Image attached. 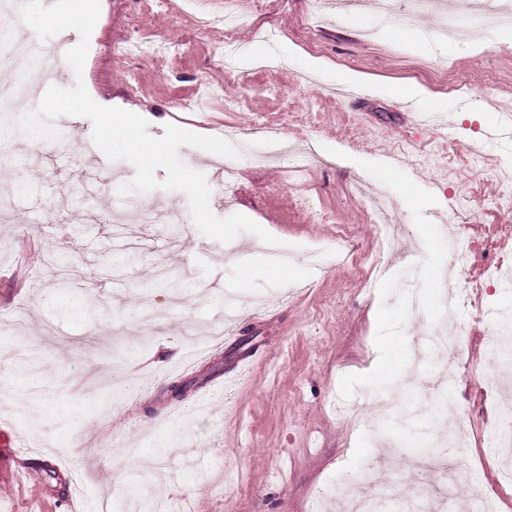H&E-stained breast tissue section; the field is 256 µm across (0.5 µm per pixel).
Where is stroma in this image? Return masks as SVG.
Here are the masks:
<instances>
[{"instance_id":"35a3bbf8","label":"stroma","mask_w":512,"mask_h":512,"mask_svg":"<svg viewBox=\"0 0 512 512\" xmlns=\"http://www.w3.org/2000/svg\"><path fill=\"white\" fill-rule=\"evenodd\" d=\"M438 2L414 22L431 44L411 48L378 32L370 2L355 11L270 0L261 11L255 0H195L181 13L143 17L140 36L171 45L160 66L130 49L136 0H101L82 75L63 59L42 64L52 85L80 78L92 98L146 114L152 136L175 124L233 144L253 139L252 157L234 160L229 193L210 153L184 146L179 154L205 174L217 216L243 214L280 244L250 233L231 244L205 237L180 191L147 193L156 219H121L129 198L118 188L135 169L113 161L110 174L93 170L87 118L54 119L69 140L41 152L17 139L15 161L0 163V200L12 215L0 223V432L11 442L0 451V512H141L140 480L160 458L170 463L168 479L152 494L169 512H309L314 504L342 512L327 487L358 485L379 457L374 383L392 373L417 384L449 365L457 373L450 412L419 411L384 428L394 452L386 483L403 497L427 483L435 512H474L483 494L512 512L480 443L501 387L512 388V363L489 359L486 320L451 340L450 352L421 351L465 276L450 268L440 288L419 276L441 266L458 232L479 236L489 224L497 237L512 234V201L501 196L512 139L485 137L512 111L504 41L512 24L487 18L474 32L469 0ZM227 12L241 18L250 64L266 46L264 31L276 28L278 71L225 84L213 22ZM451 14L459 28L447 29ZM309 58L322 64L314 84L296 79ZM340 70L368 82L353 97L333 95ZM203 83L244 107L180 111ZM381 84L416 85L427 97L385 96ZM474 96L485 111H465ZM300 115L332 165L295 174L280 159ZM400 138L429 155L428 165L398 154ZM446 152L457 172L444 183L436 157ZM358 177L405 228L387 255L389 273L369 285L336 252L343 229L363 266L378 251L365 203L352 193ZM404 181L416 188L413 201L401 194ZM306 197L331 222L313 221ZM278 256L289 261L282 280L269 272ZM228 309L242 321L211 349L214 314ZM253 356L251 373L237 375ZM484 372L501 386L483 395L474 380Z\"/></svg>"}]
</instances>
